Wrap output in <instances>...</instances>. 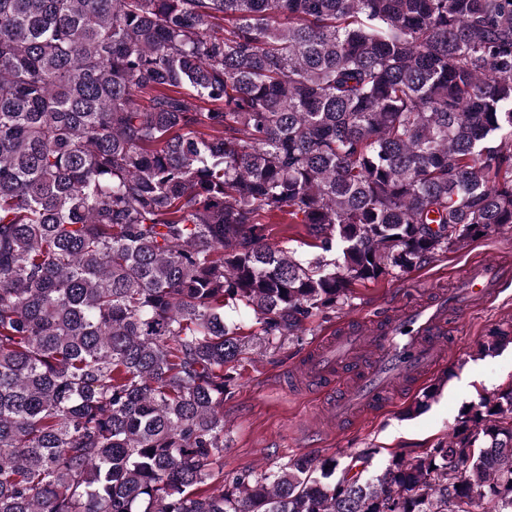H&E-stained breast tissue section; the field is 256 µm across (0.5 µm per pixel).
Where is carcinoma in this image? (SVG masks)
I'll use <instances>...</instances> for the list:
<instances>
[{
	"instance_id": "obj_1",
	"label": "carcinoma",
	"mask_w": 512,
	"mask_h": 512,
	"mask_svg": "<svg viewBox=\"0 0 512 512\" xmlns=\"http://www.w3.org/2000/svg\"><path fill=\"white\" fill-rule=\"evenodd\" d=\"M505 227L512 0H0V512H512V384L224 477L246 340ZM265 222L270 225V236L268 237V243L273 248H290L297 249L299 252H310L317 253L318 249L309 248L306 246H300L301 231L298 228H295L294 225H289L283 223V219H281L279 214L273 213L266 217ZM299 231V233H298Z\"/></svg>"
}]
</instances>
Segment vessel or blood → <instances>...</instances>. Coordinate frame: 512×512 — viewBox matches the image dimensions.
<instances>
[{"label":"vessel or blood","mask_w":512,"mask_h":512,"mask_svg":"<svg viewBox=\"0 0 512 512\" xmlns=\"http://www.w3.org/2000/svg\"><path fill=\"white\" fill-rule=\"evenodd\" d=\"M503 284L499 261H474L456 288L373 317L355 330L342 328L322 337L305 356L300 373L345 391L332 414L335 421L387 407L395 389L417 385L444 361L449 319L494 300Z\"/></svg>","instance_id":"vessel-or-blood-1"}]
</instances>
